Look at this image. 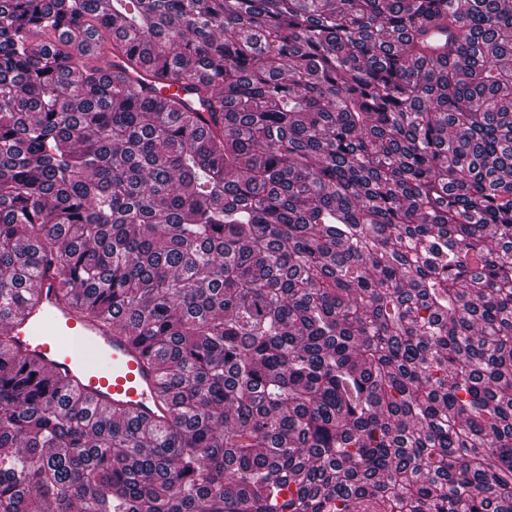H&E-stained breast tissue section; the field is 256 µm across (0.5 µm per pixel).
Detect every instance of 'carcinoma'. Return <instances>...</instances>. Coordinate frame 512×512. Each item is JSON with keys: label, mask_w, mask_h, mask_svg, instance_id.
<instances>
[{"label": "carcinoma", "mask_w": 512, "mask_h": 512, "mask_svg": "<svg viewBox=\"0 0 512 512\" xmlns=\"http://www.w3.org/2000/svg\"><path fill=\"white\" fill-rule=\"evenodd\" d=\"M51 269L169 417L0 347V512H512V0H0L1 323Z\"/></svg>", "instance_id": "carcinoma-1"}]
</instances>
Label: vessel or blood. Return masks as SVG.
<instances>
[{
	"instance_id": "1",
	"label": "vessel or blood",
	"mask_w": 512,
	"mask_h": 512,
	"mask_svg": "<svg viewBox=\"0 0 512 512\" xmlns=\"http://www.w3.org/2000/svg\"><path fill=\"white\" fill-rule=\"evenodd\" d=\"M59 282L58 274H46L35 303L0 324V338L48 379L80 390L96 411L119 409L141 422L166 418L149 353L64 298Z\"/></svg>"
}]
</instances>
